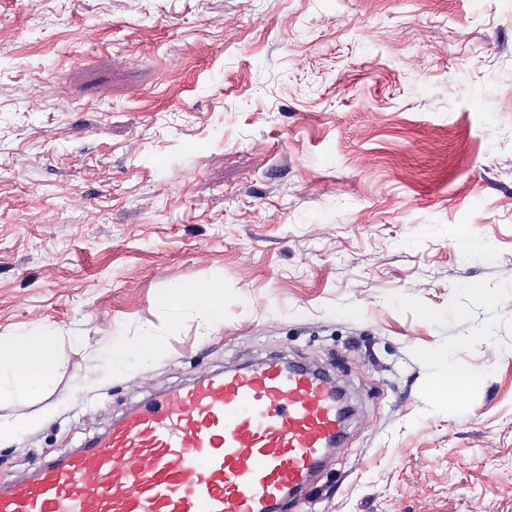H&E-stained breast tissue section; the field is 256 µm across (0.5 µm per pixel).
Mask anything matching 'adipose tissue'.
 Instances as JSON below:
<instances>
[{
	"label": "adipose tissue",
	"instance_id": "adipose-tissue-1",
	"mask_svg": "<svg viewBox=\"0 0 512 512\" xmlns=\"http://www.w3.org/2000/svg\"><path fill=\"white\" fill-rule=\"evenodd\" d=\"M158 301L193 311L212 330L223 321L224 282L208 279L188 288H172ZM57 342L55 332L47 325L0 336V399L7 395L36 398L49 392L62 363Z\"/></svg>",
	"mask_w": 512,
	"mask_h": 512
}]
</instances>
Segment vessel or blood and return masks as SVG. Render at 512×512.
<instances>
[{
	"label": "vessel or blood",
	"mask_w": 512,
	"mask_h": 512,
	"mask_svg": "<svg viewBox=\"0 0 512 512\" xmlns=\"http://www.w3.org/2000/svg\"><path fill=\"white\" fill-rule=\"evenodd\" d=\"M325 373L265 358L150 399L0 486V512H283L339 441Z\"/></svg>",
	"instance_id": "vessel-or-blood-1"
}]
</instances>
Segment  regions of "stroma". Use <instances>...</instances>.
I'll list each match as a JSON object with an SVG mask.
<instances>
[{
  "label": "stroma",
  "instance_id": "obj_1",
  "mask_svg": "<svg viewBox=\"0 0 512 512\" xmlns=\"http://www.w3.org/2000/svg\"><path fill=\"white\" fill-rule=\"evenodd\" d=\"M209 278L214 331L157 301ZM39 324L0 484L282 353L354 408L288 512H512V0H0V336ZM479 383L476 374L469 368L448 364L438 376L437 387L443 391H456L458 388H472Z\"/></svg>",
  "mask_w": 512,
  "mask_h": 512
}]
</instances>
